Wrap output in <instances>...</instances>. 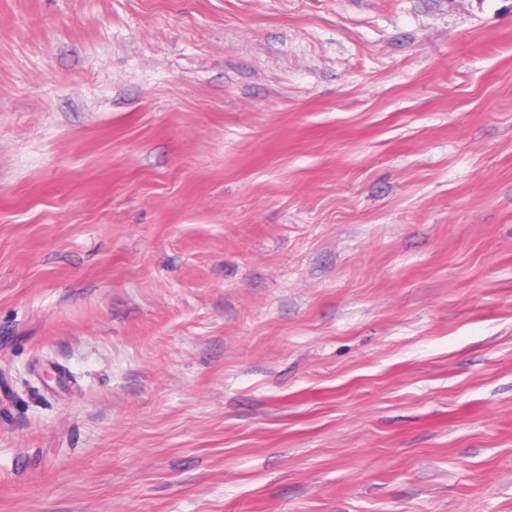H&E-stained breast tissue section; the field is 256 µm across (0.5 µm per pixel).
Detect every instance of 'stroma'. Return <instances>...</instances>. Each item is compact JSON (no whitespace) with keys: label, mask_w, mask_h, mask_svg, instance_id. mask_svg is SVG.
<instances>
[{"label":"stroma","mask_w":512,"mask_h":512,"mask_svg":"<svg viewBox=\"0 0 512 512\" xmlns=\"http://www.w3.org/2000/svg\"><path fill=\"white\" fill-rule=\"evenodd\" d=\"M0 512H512V0H0Z\"/></svg>","instance_id":"obj_1"}]
</instances>
